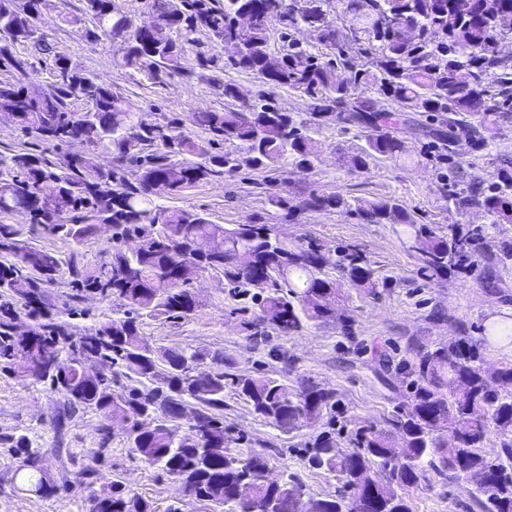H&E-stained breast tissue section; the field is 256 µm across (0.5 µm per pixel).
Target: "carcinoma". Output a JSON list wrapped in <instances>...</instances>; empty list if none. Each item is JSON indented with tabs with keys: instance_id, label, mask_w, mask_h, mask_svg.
I'll use <instances>...</instances> for the list:
<instances>
[{
	"instance_id": "1",
	"label": "carcinoma",
	"mask_w": 512,
	"mask_h": 512,
	"mask_svg": "<svg viewBox=\"0 0 512 512\" xmlns=\"http://www.w3.org/2000/svg\"><path fill=\"white\" fill-rule=\"evenodd\" d=\"M48 0H0V65L12 77L0 81V112L22 109L21 129L45 142H80L86 152L59 161L23 152L0 159V213L23 212L31 223L80 244L99 224L112 225V260L97 273L81 275L75 287L118 301L110 314L93 321L78 341L63 329L64 316L43 306V288L61 270L53 252L19 247L14 231L0 225V247L14 260L0 263V296H20L31 304L33 325L16 336L0 321V352L17 358L27 351L54 361L34 374L63 394L74 408L106 413L128 426L133 455L180 481L202 501L225 512H302L308 498L303 482L291 475L277 486L265 482L267 457L244 454L229 446L224 433V392L232 389L253 412L282 430L313 424L336 410V392L307 379L292 389L271 376L243 377L225 370L221 352L156 350L140 331L143 318L190 315L196 300L188 285L200 273L219 270L232 284L257 289L250 296L259 308L252 337L264 342L267 328L291 334L309 322L334 316L329 298L336 280L322 263L315 241L290 245L268 224H212L198 213L161 205L156 199L177 196L217 173L233 174L242 166L314 167L311 132L325 124L360 129L361 151L349 159L356 171L367 161L397 159L403 152L393 122L398 115L379 107L370 93L416 112L448 130L432 132L427 157L448 164L450 182L460 177L453 146L463 137L483 148L500 123L512 117V56L502 53L512 38V0H347L345 48L340 60L324 61L293 38L304 26L325 46L337 45L339 31L331 17L332 0H301L281 8V0H148L157 22L139 25L116 10L114 0H84L83 14L93 20L86 37L106 36L117 46L122 66L151 80L180 74L184 46L171 32L188 37L208 30L235 68L257 75L271 88H288L310 99V119L297 123L270 99L247 111L197 112L194 121L216 140L245 147L213 155L210 142L178 132L179 121L143 125L121 94L88 74H71L67 58L56 56V81L31 94L28 61L14 55L17 44L36 39L37 20ZM241 12L256 18L247 30L235 19ZM283 42L279 55L268 51L271 27ZM362 88L364 94L354 90ZM77 95L91 103L84 113L66 103ZM112 150L114 167L98 168L88 151ZM137 167L135 182L119 177ZM448 202L459 212L482 211L493 224L512 223V161L503 162L497 180L484 187L472 181L453 190ZM313 209L352 207L369 224H390L434 275L470 258L484 242L478 224H420L391 199L312 196ZM142 241L140 252L123 251L121 242ZM486 254L508 268L512 242L502 241ZM336 270L354 287H377L374 269L354 245L344 246ZM94 356L108 366L94 379L76 366L77 356ZM410 402L395 408L383 429L361 427L343 448L331 431L320 432L304 458L307 468L333 475L336 494L313 499V512H411L407 492L429 473L464 480L482 476L479 496L468 512H512V363L488 372L466 340L422 352L410 366ZM129 381L117 394L112 385ZM192 414L189 435L180 444L165 432L169 420ZM500 440L491 457L490 436ZM7 442L28 484L43 495L55 487L39 477L42 454L26 437ZM91 512H157L154 502L116 481L91 497Z\"/></svg>"
}]
</instances>
